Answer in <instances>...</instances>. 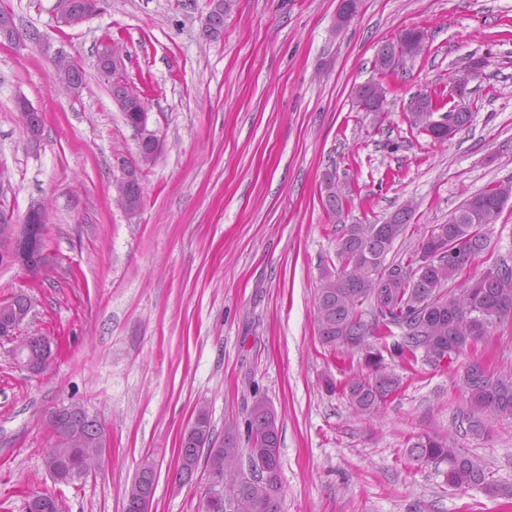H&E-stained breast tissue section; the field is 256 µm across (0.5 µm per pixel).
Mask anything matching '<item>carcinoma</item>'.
<instances>
[{
	"label": "carcinoma",
	"mask_w": 512,
	"mask_h": 512,
	"mask_svg": "<svg viewBox=\"0 0 512 512\" xmlns=\"http://www.w3.org/2000/svg\"><path fill=\"white\" fill-rule=\"evenodd\" d=\"M235 0H216V23L205 32L216 39L224 31V16ZM78 63H56L58 84L71 83ZM365 112L383 111L385 88L375 82L355 90ZM411 125L433 139L448 138V124L432 123V113L410 102ZM323 205L338 221L347 203L335 177L325 178ZM512 198V181H501L464 201L446 224L427 227L418 250L408 263H388L393 243L406 235L413 210L403 208L385 224H344L338 229L336 255L340 266L326 269L317 288V332L322 345L359 354L367 372L351 377L342 388L350 407L361 415L380 411L399 390L401 379L389 370L386 359L422 360L431 366L445 358H459L505 321L512 322V266L495 263L476 280L450 288L463 270V261L474 260L487 248V232ZM26 257L49 249L46 225L39 224L27 242ZM469 395L468 428L479 431L491 419L512 416V373L492 378L472 362L461 375ZM188 437L182 438L176 481L188 482L205 459L209 480L224 476V512H283L280 435L277 416L267 401L257 398L246 419L248 447H239L236 428H224V439L213 437L206 407L196 410ZM44 463L56 480L69 484L80 478L83 464L96 458L106 445L105 433H53ZM410 454L417 461L442 463L446 484L454 489L482 487L493 494L512 497V485L489 476L483 465L454 448L447 438L428 433L416 435ZM246 458V464L238 461ZM155 492V464L146 459L136 473L126 497L139 499L145 512Z\"/></svg>",
	"instance_id": "carcinoma-1"
}]
</instances>
